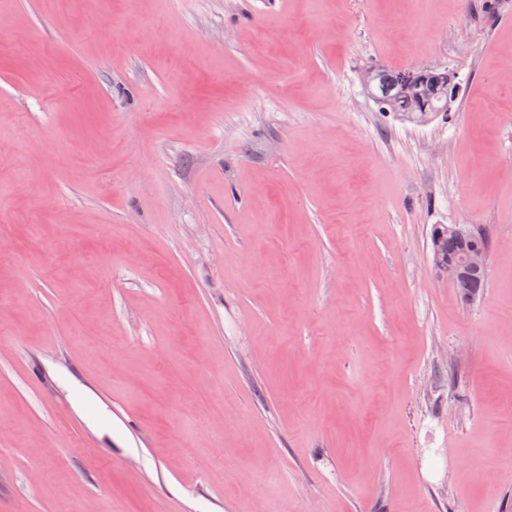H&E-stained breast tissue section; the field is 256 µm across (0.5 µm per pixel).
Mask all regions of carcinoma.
Segmentation results:
<instances>
[{
    "instance_id": "obj_1",
    "label": "carcinoma",
    "mask_w": 512,
    "mask_h": 512,
    "mask_svg": "<svg viewBox=\"0 0 512 512\" xmlns=\"http://www.w3.org/2000/svg\"><path fill=\"white\" fill-rule=\"evenodd\" d=\"M453 75L431 70L414 71L410 83L401 80V72L380 69L366 76V85L375 89L373 97L391 112H401L408 117H425L430 112L448 111V97L453 88ZM472 250L487 251L488 240L478 231L458 238L446 231V225L436 226L432 233V251L443 262V269L456 266L466 253ZM486 288V268L470 273L457 291L465 300L478 298Z\"/></svg>"
}]
</instances>
